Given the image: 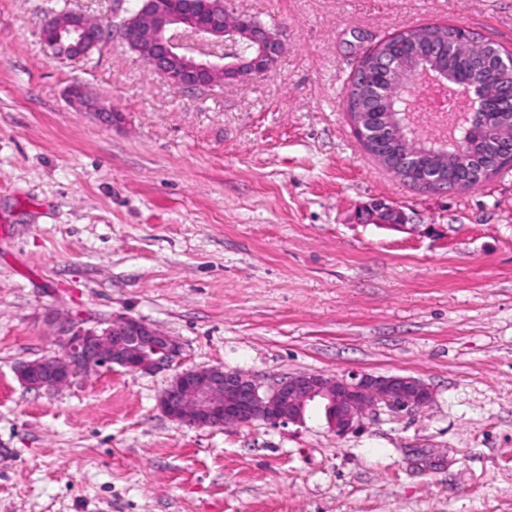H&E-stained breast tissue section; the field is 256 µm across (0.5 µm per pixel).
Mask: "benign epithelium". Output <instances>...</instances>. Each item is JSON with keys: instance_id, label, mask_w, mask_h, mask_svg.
Masks as SVG:
<instances>
[{"instance_id": "7a95c632", "label": "benign epithelium", "mask_w": 512, "mask_h": 512, "mask_svg": "<svg viewBox=\"0 0 512 512\" xmlns=\"http://www.w3.org/2000/svg\"><path fill=\"white\" fill-rule=\"evenodd\" d=\"M116 29L122 44L148 60L153 73L185 91L260 77L276 66L284 51L277 30L235 15L227 0H135ZM106 34V28L83 12L70 10L50 17L42 37L58 55L82 58ZM242 41L256 47L254 57L246 60L237 52H217L231 42ZM403 104L408 127L418 128L423 110L417 82L405 86ZM505 110H512V86L507 85L482 93L469 106L470 112L482 116ZM369 214L386 226L402 223L401 212L381 201L370 206ZM58 343V354L15 367L24 385L61 388L103 367L150 373L172 366L180 357V346L173 338L128 316L100 329L65 328ZM431 398V389L410 376L361 371L341 376L302 373L263 390L242 373L194 367L176 374L161 395L159 407L170 420L194 427L241 426L255 420L301 423L308 409L321 407L330 428L343 435L381 408L410 412Z\"/></svg>"}]
</instances>
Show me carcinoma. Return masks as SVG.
<instances>
[{"label": "carcinoma", "instance_id": "1", "mask_svg": "<svg viewBox=\"0 0 512 512\" xmlns=\"http://www.w3.org/2000/svg\"><path fill=\"white\" fill-rule=\"evenodd\" d=\"M463 30L459 27L425 26L411 29L382 42L372 53L362 56L359 75L346 88V110L354 125L367 133L362 141L366 152L385 168L397 164L408 172L406 182L424 189L430 181L445 179L450 184L463 178L472 187L481 180L476 171L502 169L508 147L501 139L502 130L512 126V112H501L489 122L477 120L474 130L465 132L467 165L453 166L448 157L455 150L440 141H421L417 151L406 153L410 136L398 133L401 127V81L421 66L460 86L467 79L472 87L484 89L496 83L512 84V67L498 63L497 46L485 44L479 57L462 60L456 53Z\"/></svg>", "mask_w": 512, "mask_h": 512}]
</instances>
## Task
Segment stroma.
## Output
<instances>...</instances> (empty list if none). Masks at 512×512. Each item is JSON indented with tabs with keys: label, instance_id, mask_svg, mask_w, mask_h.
Masks as SVG:
<instances>
[{
	"label": "stroma",
	"instance_id": "obj_1",
	"mask_svg": "<svg viewBox=\"0 0 512 512\" xmlns=\"http://www.w3.org/2000/svg\"><path fill=\"white\" fill-rule=\"evenodd\" d=\"M129 0H0V512H512V168L418 190L364 150L344 94L379 41L458 26L512 52V0H231L277 28L265 75L183 93L112 34L86 57L56 13L110 24ZM81 87L112 113L79 110ZM376 201L400 210L362 221ZM141 319L176 369L67 387L15 367L61 323ZM264 388L301 373L421 380L431 401L333 432L190 427L175 370ZM45 43L65 58H82L106 37L107 29L82 11L70 10L50 17L43 26ZM368 211L376 223L391 227L401 226L403 220L401 212L385 202L377 201L373 203Z\"/></svg>",
	"mask_w": 512,
	"mask_h": 512
}]
</instances>
